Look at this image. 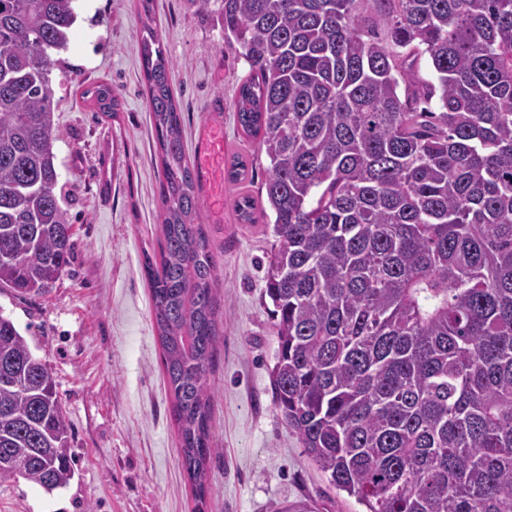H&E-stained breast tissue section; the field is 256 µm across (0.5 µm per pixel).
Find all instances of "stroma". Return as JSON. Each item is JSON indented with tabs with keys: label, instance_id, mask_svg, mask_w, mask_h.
<instances>
[{
	"label": "stroma",
	"instance_id": "obj_1",
	"mask_svg": "<svg viewBox=\"0 0 512 512\" xmlns=\"http://www.w3.org/2000/svg\"><path fill=\"white\" fill-rule=\"evenodd\" d=\"M157 28L172 62L184 139L224 123V160L241 157L242 183L258 193L267 159L237 122L234 100L249 66L195 0H78L70 44L52 73L54 142L68 201L73 251L64 275L37 295L0 291L10 316L56 382L71 425L75 477L46 493L26 481L0 486V512H194L180 465L148 282L157 254L162 177L148 109L140 39ZM110 84L120 101L105 117L84 96ZM238 186L224 182V221L209 225L218 262L220 349L209 373L211 441L204 512H362L308 459L278 414L271 386L276 338L265 297L275 239L267 224L239 222Z\"/></svg>",
	"mask_w": 512,
	"mask_h": 512
}]
</instances>
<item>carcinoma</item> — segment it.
Wrapping results in <instances>:
<instances>
[{
	"mask_svg": "<svg viewBox=\"0 0 512 512\" xmlns=\"http://www.w3.org/2000/svg\"><path fill=\"white\" fill-rule=\"evenodd\" d=\"M76 0H0V289L43 292L73 250L52 55ZM220 0L249 64L234 102L267 160L275 406L366 512H512V0ZM426 57L434 80L415 65ZM160 261L145 256L181 466L206 493L217 259L155 28ZM99 111L118 99L91 90ZM71 426L0 313V485L67 487Z\"/></svg>",
	"mask_w": 512,
	"mask_h": 512,
	"instance_id": "cac0c4a2",
	"label": "carcinoma"
}]
</instances>
